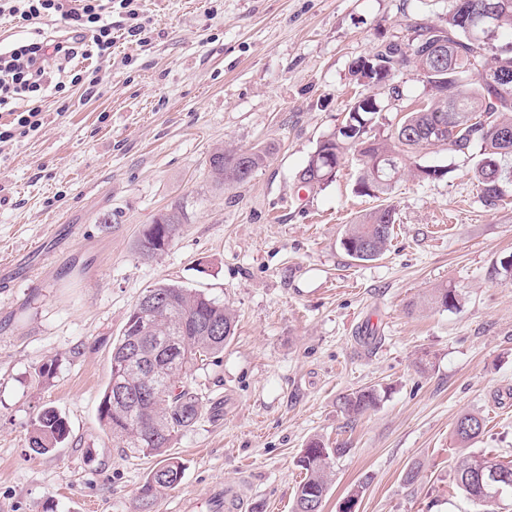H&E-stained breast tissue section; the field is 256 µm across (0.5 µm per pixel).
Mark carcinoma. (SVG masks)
Returning a JSON list of instances; mask_svg holds the SVG:
<instances>
[{
  "label": "carcinoma",
  "mask_w": 512,
  "mask_h": 512,
  "mask_svg": "<svg viewBox=\"0 0 512 512\" xmlns=\"http://www.w3.org/2000/svg\"><path fill=\"white\" fill-rule=\"evenodd\" d=\"M496 6L497 23L486 30H478L473 18L488 6ZM512 31V0H463V8L448 15L446 50L437 52L432 46L419 50L410 58H403L393 71L409 69L421 77L430 89V97L423 105L407 113L393 134L385 139L367 136V130L380 112L372 95L359 101L355 111H348L343 126L353 130H338L317 145L299 180L306 185H324L335 177L348 151L357 153L360 165L358 190L377 199H389L393 184L415 153L429 145H445L448 150L466 154L478 148L481 163L477 164L473 181L479 190L484 207L493 210L512 184V78L499 88H489L472 77L481 69H493L506 61L512 65V45L498 48L494 40L498 33ZM509 133V138L502 133ZM271 148L257 149L242 158L240 150L224 151V163L210 168L215 183H243L267 161ZM386 174L375 176L377 166ZM395 208L381 204L349 226L341 244L345 252L358 261L379 258L387 249L393 235ZM183 221L182 213L170 210L153 219L151 229L159 235L166 230L177 231ZM164 302L154 315V334L180 336V328H188L197 318H204L222 327V335L209 336L192 330L183 339L180 350L165 357L156 346L142 337L148 354L160 356V361L171 363L172 384L156 390L152 398L138 409H129L112 402L116 383L128 389L143 387L142 379L129 372L120 358L138 323L137 301L129 312L121 336L112 348L110 378L98 407L103 427L125 448L161 460L147 475L139 489V499L154 502L175 488L182 479V465L166 457L172 437L179 430L193 425L199 418V398L194 388L185 381L188 372L209 358H219L235 332L233 310L225 304L197 290L175 284H157L145 291ZM381 395L374 387L356 389L340 398V408L349 416L360 415L374 407ZM485 427L482 417L464 414L454 429L456 440L466 445L479 437ZM68 435L66 419L53 408L44 409L34 422L29 448L44 454L58 447ZM348 451L346 445L328 448L319 438L310 439L300 452L296 464L304 471L292 512H308V506H318L322 512L324 499L331 489L334 472L331 460ZM499 470L512 475V461H500L490 456H468L456 469L455 483L466 496L479 503H487L489 490L478 482L479 475Z\"/></svg>",
  "instance_id": "cac0c4a2"
}]
</instances>
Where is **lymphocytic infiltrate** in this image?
Instances as JSON below:
<instances>
[{
  "label": "lymphocytic infiltrate",
  "mask_w": 512,
  "mask_h": 512,
  "mask_svg": "<svg viewBox=\"0 0 512 512\" xmlns=\"http://www.w3.org/2000/svg\"><path fill=\"white\" fill-rule=\"evenodd\" d=\"M113 1L116 0H0V16L8 14L28 22L58 16L73 28L91 34L87 40L74 36L48 39L38 34L21 43L0 46V111L12 114L10 121L0 123V143L41 128L39 108L15 112L11 106L18 100L39 97L46 89L48 76L44 62L48 57L70 62L111 48L109 17Z\"/></svg>",
  "instance_id": "f902f5d3"
}]
</instances>
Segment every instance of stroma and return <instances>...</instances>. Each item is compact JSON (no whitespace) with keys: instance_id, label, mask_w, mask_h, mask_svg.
Returning <instances> with one entry per match:
<instances>
[{"instance_id":"1","label":"stroma","mask_w":512,"mask_h":512,"mask_svg":"<svg viewBox=\"0 0 512 512\" xmlns=\"http://www.w3.org/2000/svg\"><path fill=\"white\" fill-rule=\"evenodd\" d=\"M452 0H134L112 7L111 54L82 61L90 89L47 59L63 90L42 98L38 133L0 143V512H140L157 464L101 425L113 343L145 290L166 282L229 305L235 334L189 379L198 422L175 434L180 484L151 512H291L309 439L348 451L335 459L323 512H512L456 491L462 453L512 459V188L497 209L473 184L477 154L430 146L390 201L391 243L357 261L341 239L377 199L355 193L347 155L332 182L297 175L353 101L352 61L415 26H446ZM400 98L372 92L384 138L429 95L412 71ZM274 146L244 183L216 187L217 148ZM183 210L168 248L136 251L144 227ZM435 288L455 307H428ZM56 359L55 373L38 369ZM380 389L378 407L351 417L339 399ZM54 408L70 434L33 453L37 415ZM486 429L460 447L461 415ZM420 479L406 484L410 468Z\"/></svg>"}]
</instances>
